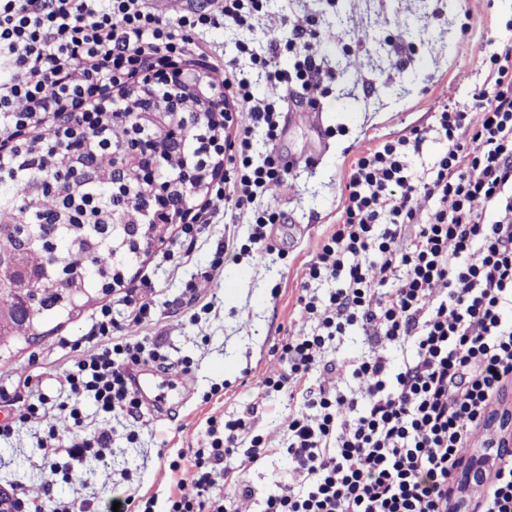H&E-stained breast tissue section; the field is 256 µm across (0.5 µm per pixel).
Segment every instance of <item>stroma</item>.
I'll return each instance as SVG.
<instances>
[{"mask_svg":"<svg viewBox=\"0 0 512 512\" xmlns=\"http://www.w3.org/2000/svg\"><path fill=\"white\" fill-rule=\"evenodd\" d=\"M266 9L268 20L254 30L221 25L206 29L202 37L225 58L236 59L256 93L264 96L271 87L248 58L239 56L238 41L264 50L271 19L284 14L311 19L323 34L317 57L337 70V79L308 105L313 121H297L290 111L280 117L278 151L291 164L292 175L267 203L285 214V223L267 226L262 250L247 255L227 251L219 272L209 279L204 273L226 233L247 243L250 226L245 219L217 217L189 244L190 259L184 265L154 261L174 240L171 231L148 253L125 263L126 287H138L145 275L154 286L156 315L137 333L160 338L168 354L167 365L154 368L152 375L163 406L144 401L145 425L134 444L126 440L131 421L111 420V455L75 464L78 481L60 479L50 489L44 474L30 465L41 425L29 422L0 441V488L20 483L32 497L49 493L56 499L86 501L90 512H109L113 498L125 490L113 487L106 475L127 468L137 486L156 495L155 512H164L171 487L180 486L189 497L196 494L193 484L181 481L166 462L197 446L209 416L254 409L256 430L279 446L281 423L292 403L284 394L264 397L257 381L280 369L279 348L299 320L301 269L334 229L344 169L372 138L430 126L443 105L465 102L489 74L482 45L512 48V0H268ZM399 32L408 47L396 52L387 41ZM112 297V292L93 290L91 300L73 315H57L39 327L36 339L20 342L12 354L0 357V384L28 375L38 381L40 393L57 400L54 377L95 350L85 334L97 310ZM198 302L213 303L212 313L195 315ZM369 351L385 356L393 370L403 359L399 347L359 330L329 347L325 357ZM216 384L224 391L213 398L209 391ZM291 478L285 457H268L246 471L252 494L233 498L229 512H260L263 498Z\"/></svg>","mask_w":512,"mask_h":512,"instance_id":"stroma-1","label":"stroma"}]
</instances>
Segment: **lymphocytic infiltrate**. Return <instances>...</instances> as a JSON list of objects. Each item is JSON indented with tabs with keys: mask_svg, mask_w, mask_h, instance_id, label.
Wrapping results in <instances>:
<instances>
[{
	"mask_svg": "<svg viewBox=\"0 0 512 512\" xmlns=\"http://www.w3.org/2000/svg\"><path fill=\"white\" fill-rule=\"evenodd\" d=\"M261 9L262 0H216L212 13L171 21L151 0H0V174L19 186L39 183L59 205L71 203L69 180L112 151V130L99 124L102 106L125 108L127 87L199 62L223 72L247 120L226 141L231 172L212 171L211 199L186 206L180 234H203L227 210L248 216L250 244L263 245L266 225L283 216L262 201L291 171L276 152L278 102L257 97L233 62L190 39L221 20L252 28ZM319 38L307 21L294 20L266 54L245 41L238 51L271 88H294L304 101L325 77L314 52ZM284 49L295 57L292 70H270ZM486 61L489 85L436 112L447 147L428 177H413L406 165L427 139L423 129L381 138L348 166L336 228L304 267L301 323L281 346V371L260 382L265 396L284 392L302 401L284 418L280 450L296 479L278 484L262 512H452L464 449L494 439L488 417L512 384V51L487 52ZM259 132L266 152L258 161L252 149ZM328 278L337 286L323 298L316 285ZM118 308L125 323L114 316ZM154 315L147 285L102 305L88 331L97 352L55 378L61 400L51 404L32 392L0 422V439L42 418L39 468L66 480L74 471L59 466L60 457L110 454V432L78 435L80 402L141 422L135 373L168 357L162 343L132 330ZM355 329L411 353L393 371L376 354L325 360L328 346ZM317 369L350 377L353 389L313 387ZM204 436L168 464L190 478L196 497L170 492L165 512H226L231 495L250 496L242 471L269 455L268 438L246 415L209 417ZM473 507L512 512L511 453L495 459Z\"/></svg>",
	"mask_w": 512,
	"mask_h": 512,
	"instance_id": "obj_1",
	"label": "lymphocytic infiltrate"
}]
</instances>
